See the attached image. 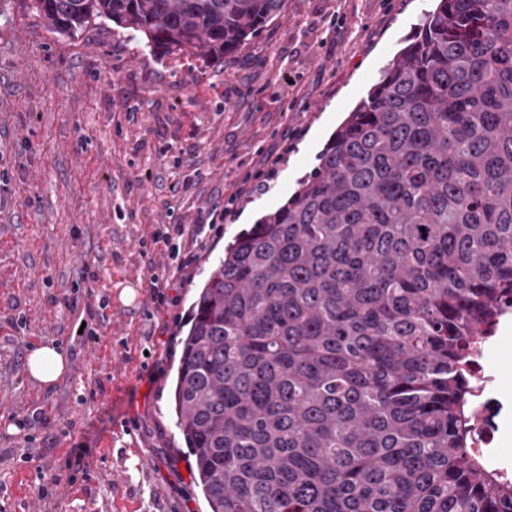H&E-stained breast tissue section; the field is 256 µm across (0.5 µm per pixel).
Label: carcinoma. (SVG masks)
<instances>
[{
    "label": "carcinoma",
    "mask_w": 512,
    "mask_h": 512,
    "mask_svg": "<svg viewBox=\"0 0 512 512\" xmlns=\"http://www.w3.org/2000/svg\"><path fill=\"white\" fill-rule=\"evenodd\" d=\"M285 0H31L162 54L241 50ZM512 298V0H439L186 321L176 427L210 512H512L465 370Z\"/></svg>",
    "instance_id": "cac0c4a2"
}]
</instances>
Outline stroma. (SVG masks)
Returning <instances> with one entry per match:
<instances>
[{
    "label": "stroma",
    "instance_id": "1",
    "mask_svg": "<svg viewBox=\"0 0 512 512\" xmlns=\"http://www.w3.org/2000/svg\"><path fill=\"white\" fill-rule=\"evenodd\" d=\"M436 5L286 0L208 63L110 22L64 38L0 0V512H209L174 426L179 328L225 245L287 202ZM228 205L187 269L142 253L160 225ZM48 344L67 366L44 384L27 359Z\"/></svg>",
    "mask_w": 512,
    "mask_h": 512
}]
</instances>
